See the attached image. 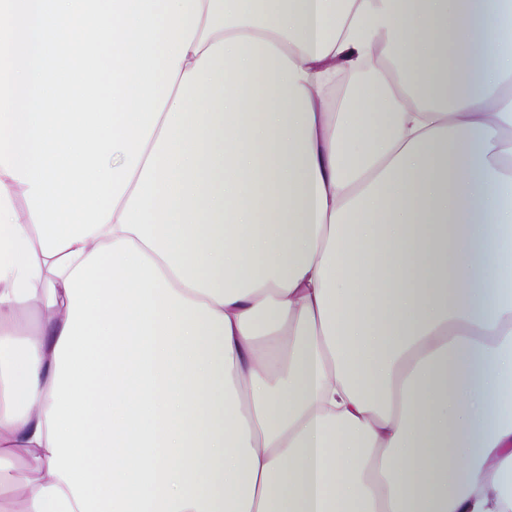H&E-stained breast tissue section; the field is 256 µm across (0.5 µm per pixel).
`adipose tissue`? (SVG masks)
I'll list each match as a JSON object with an SVG mask.
<instances>
[{
  "instance_id": "adipose-tissue-1",
  "label": "adipose tissue",
  "mask_w": 512,
  "mask_h": 512,
  "mask_svg": "<svg viewBox=\"0 0 512 512\" xmlns=\"http://www.w3.org/2000/svg\"><path fill=\"white\" fill-rule=\"evenodd\" d=\"M183 3L102 229L0 169V512H512V0Z\"/></svg>"
}]
</instances>
